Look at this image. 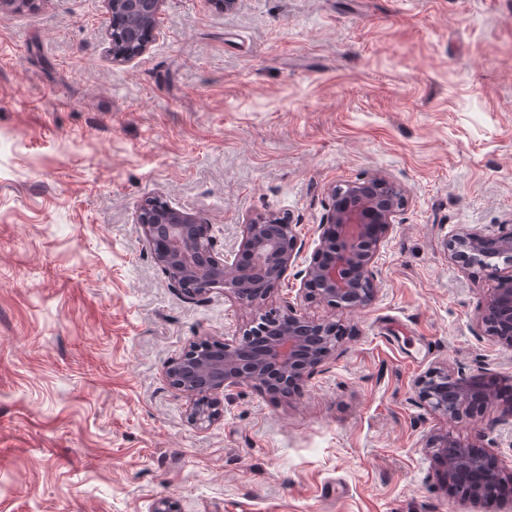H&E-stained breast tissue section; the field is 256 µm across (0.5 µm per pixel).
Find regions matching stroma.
<instances>
[{
    "mask_svg": "<svg viewBox=\"0 0 512 512\" xmlns=\"http://www.w3.org/2000/svg\"><path fill=\"white\" fill-rule=\"evenodd\" d=\"M104 0L0 8V512H512L439 476L448 434L512 469L499 401L422 407L430 367L512 385L483 334L491 272L454 265L460 229L512 227V0H165L149 50L105 54ZM408 191L363 310L294 395L246 387L206 429L166 362L255 315L169 288L134 222L161 195L237 247L248 215L313 241L332 183Z\"/></svg>",
    "mask_w": 512,
    "mask_h": 512,
    "instance_id": "1",
    "label": "stroma"
}]
</instances>
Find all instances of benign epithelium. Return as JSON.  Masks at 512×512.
I'll return each mask as SVG.
<instances>
[{
	"label": "benign epithelium",
	"instance_id": "benign-epithelium-1",
	"mask_svg": "<svg viewBox=\"0 0 512 512\" xmlns=\"http://www.w3.org/2000/svg\"><path fill=\"white\" fill-rule=\"evenodd\" d=\"M112 27L105 53L126 64L147 52L164 0H104ZM330 203L318 238L306 260L305 243L289 216L259 212L246 218L239 249L219 245L214 225L198 213L161 197L145 199L135 223L151 246L170 288L188 300L214 292L230 294L258 314L232 340L197 336L167 361L169 385L187 399L186 419L209 427L224 417L220 396L256 386L272 399H287L300 384L336 358L340 336L335 322L316 320L301 309L269 301L278 294L288 269L298 266V294L336 311L369 307L378 294L374 258L393 224L409 205L407 190L385 173L327 188ZM450 259L462 268L495 270L512 266V228L486 234L466 229L448 242ZM487 336L512 349V274L499 276L479 315ZM429 411L456 419L498 399L491 380L454 375L445 366L429 368L414 383ZM426 451L448 483L473 500L503 496L512 489V471L491 455L462 448L446 434L431 437Z\"/></svg>",
	"mask_w": 512,
	"mask_h": 512
}]
</instances>
